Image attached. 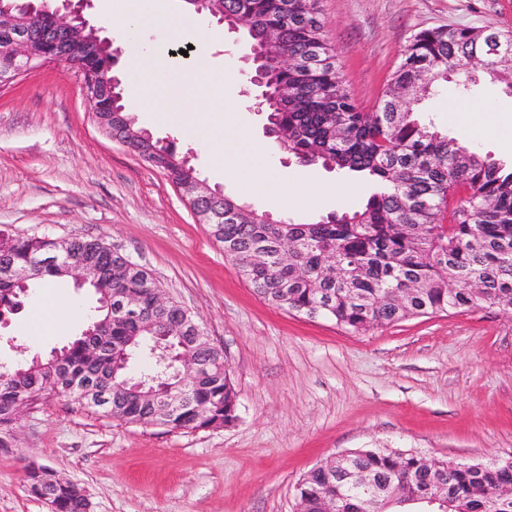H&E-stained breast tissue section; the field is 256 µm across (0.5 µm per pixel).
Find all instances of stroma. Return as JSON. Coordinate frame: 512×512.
<instances>
[{"label": "stroma", "instance_id": "1", "mask_svg": "<svg viewBox=\"0 0 512 512\" xmlns=\"http://www.w3.org/2000/svg\"><path fill=\"white\" fill-rule=\"evenodd\" d=\"M100 0L82 14L120 55L151 52L165 37L134 38L101 19ZM341 76L356 104L372 110L410 39L439 27L486 28L512 35V0H321ZM191 23L217 33L207 66L235 72V96L249 133L266 140L265 116L250 112L238 72L245 32L209 15ZM469 93L441 84L419 105L421 121L456 136L480 156L512 164V95L482 66ZM136 128L171 145L211 188L238 196L207 149L190 133L157 125L135 111ZM280 173L274 194L295 193L307 178L309 210L269 206L273 219L313 222L356 209L377 186L357 177L358 194L323 200L320 188L342 181L321 164L301 165L272 149ZM13 234L103 239L145 267L170 297L197 317L222 349L238 392V421L208 430L122 424L72 398L55 397L21 413L0 447V512H49L31 495L26 466L78 484L93 512H294V489L320 461L345 451L388 447L428 458L487 463L512 454V315L478 307L348 334L328 320L276 308L236 272L168 177L102 131L73 74L53 62L0 90V230ZM63 293L82 311L92 289L52 281L26 298L0 330V362L47 356L79 335L83 320L55 329L36 308Z\"/></svg>", "mask_w": 512, "mask_h": 512}]
</instances>
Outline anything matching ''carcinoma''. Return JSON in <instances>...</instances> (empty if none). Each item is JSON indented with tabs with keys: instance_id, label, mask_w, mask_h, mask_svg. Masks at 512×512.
I'll list each match as a JSON object with an SVG mask.
<instances>
[{
	"instance_id": "1",
	"label": "carcinoma",
	"mask_w": 512,
	"mask_h": 512,
	"mask_svg": "<svg viewBox=\"0 0 512 512\" xmlns=\"http://www.w3.org/2000/svg\"><path fill=\"white\" fill-rule=\"evenodd\" d=\"M224 17L252 23L249 49L258 53L266 70L265 89L276 93L286 84L294 90L299 107L274 102L267 107L275 141L300 163L316 161L330 169L359 174L383 186L359 208L331 213L315 222H266L264 211L251 207L257 218L233 222L230 215L240 202L217 196L193 204L198 223L224 246V255L239 276L268 304L304 315L327 319L347 333L360 334L374 326L440 313H464L473 308L496 307L512 313V167H507L460 144L416 117L415 106L399 111L397 95L419 86L420 97L434 84L457 78L463 91L476 83L464 67L473 57L490 50V29L449 27L424 30L410 40L403 61L392 73L388 89L363 112L340 76L319 0H220ZM275 29L288 48L306 59L304 71L284 70L276 64L278 47L265 42ZM60 61H78L94 74H112L110 46L74 47ZM157 168L173 180L198 179L196 171L169 148L152 143ZM293 245L288 260L276 258L283 243ZM57 246L49 236H20L0 232V270L23 266ZM73 258L112 267L115 274L91 285L98 297L132 296L142 311L161 324L179 323L185 331L173 345L209 365V372L193 385L185 405L163 411L165 391L150 397L129 393L122 386L123 371H114L122 351L155 363L153 332L133 320L107 321L108 309L97 306L86 328L105 323L95 337L97 355H85L81 335L59 353L57 367L44 359L22 361L0 374L1 434L16 420L13 411L25 396L34 405L50 399L46 389L79 386L91 372L116 373L111 383L112 419L124 423L153 422L174 430L223 427L238 420L237 391L219 350L196 334L192 314L169 304L158 308V284L142 266L114 251L105 242L75 238ZM264 253L268 262L257 261ZM48 279L65 280L57 266L39 268L28 284L33 289ZM19 287L0 274V315H12ZM351 473L372 480L375 495L352 488V478L318 469L299 480L300 512H322L323 502L340 491L351 498L344 508L353 512H402L411 509L391 503L392 489L411 500L424 493H439L458 512H512V454L483 470L455 469L448 462L431 465L416 451L366 448L354 451ZM48 469L32 466L25 480L39 498ZM54 512H89L90 500L74 484L54 486Z\"/></svg>"
}]
</instances>
